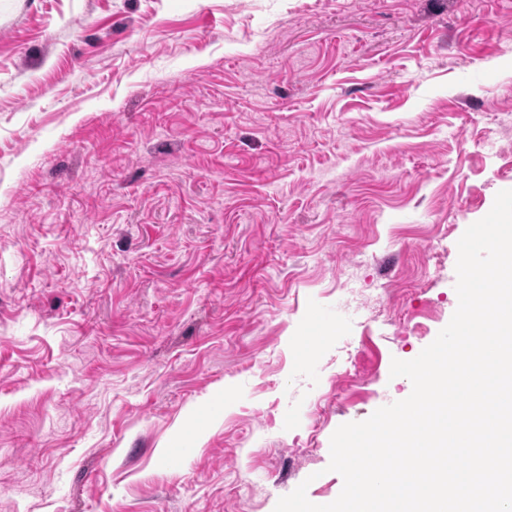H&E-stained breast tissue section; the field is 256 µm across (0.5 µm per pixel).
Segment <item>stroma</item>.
Returning <instances> with one entry per match:
<instances>
[{"instance_id": "stroma-1", "label": "stroma", "mask_w": 512, "mask_h": 512, "mask_svg": "<svg viewBox=\"0 0 512 512\" xmlns=\"http://www.w3.org/2000/svg\"><path fill=\"white\" fill-rule=\"evenodd\" d=\"M508 119L512 0H0V512L333 502Z\"/></svg>"}]
</instances>
